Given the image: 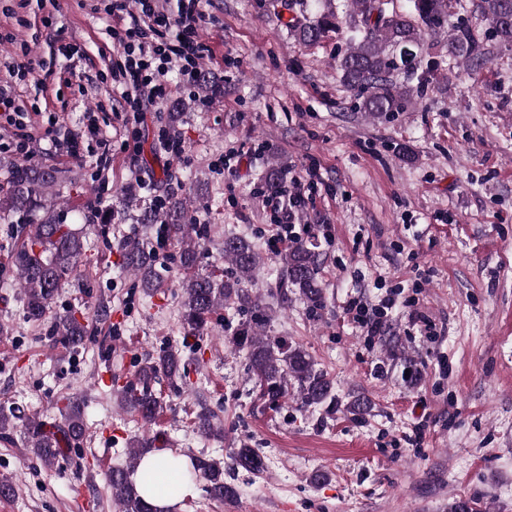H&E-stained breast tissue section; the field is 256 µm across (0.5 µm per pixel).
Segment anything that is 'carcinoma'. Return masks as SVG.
Segmentation results:
<instances>
[{"instance_id":"cac0c4a2","label":"carcinoma","mask_w":512,"mask_h":512,"mask_svg":"<svg viewBox=\"0 0 512 512\" xmlns=\"http://www.w3.org/2000/svg\"><path fill=\"white\" fill-rule=\"evenodd\" d=\"M401 8L396 0H345L344 13L328 8L314 21L298 16L287 21L296 38L313 45L331 33L343 34L346 50L338 58L344 85L355 92L352 109L375 121L406 112L436 80L440 63L422 67V55L430 49L427 38L437 33L449 18H456L448 32L446 56L450 65L477 66L491 45L512 47V0H406ZM58 183L56 171L48 165L11 169L4 210L11 214L36 215L34 223L20 227L13 264L27 318L40 321L49 313L58 289L65 281L81 276L84 242L60 216L44 206L41 195ZM190 201L166 194L154 204L138 205L140 224H161L166 234L181 244L179 268L184 272L181 323L190 334L207 329L219 308L234 309L245 315L226 343L245 352L250 380L259 400L276 409L293 395L303 410L322 407L333 413L338 400L327 373L316 368L307 350L265 334L267 320L259 295L248 288L253 272L263 257L256 245L243 236H226L222 251L228 270L217 268L207 274L195 272L199 241L207 238L204 224L188 218ZM123 265L140 281L145 295L152 297L165 287L154 254L143 240L121 243ZM281 281L277 295L288 306V290L298 292L311 311L326 306L319 278L323 253L312 240H294L278 253ZM51 338L56 344L76 351L85 345L86 330L75 314L55 317ZM185 378V362L175 349L151 356L137 370L133 380L120 390L122 407L137 416L142 426L153 425L166 403L155 385L166 379ZM194 430L202 437L224 432L218 416L208 410L196 414ZM27 447L45 465L53 464L72 442L85 436L81 407L72 402L62 424L50 431L36 418L22 425ZM156 438L134 443L129 463L112 468L109 485L121 512H157L137 490L132 475L143 458L154 452ZM236 466L258 475L267 469L265 456L247 445L237 450ZM192 474L204 479L210 499L222 501L237 497V487L224 480V470L205 454L191 457Z\"/></svg>"}]
</instances>
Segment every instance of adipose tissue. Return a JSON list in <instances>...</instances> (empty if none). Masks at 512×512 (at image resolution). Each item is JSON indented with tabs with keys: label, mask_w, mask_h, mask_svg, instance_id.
Listing matches in <instances>:
<instances>
[{
	"label": "adipose tissue",
	"mask_w": 512,
	"mask_h": 512,
	"mask_svg": "<svg viewBox=\"0 0 512 512\" xmlns=\"http://www.w3.org/2000/svg\"><path fill=\"white\" fill-rule=\"evenodd\" d=\"M134 481L143 497L157 512H172L193 484L182 471L172 469L167 453L149 455L139 465Z\"/></svg>",
	"instance_id": "obj_1"
}]
</instances>
